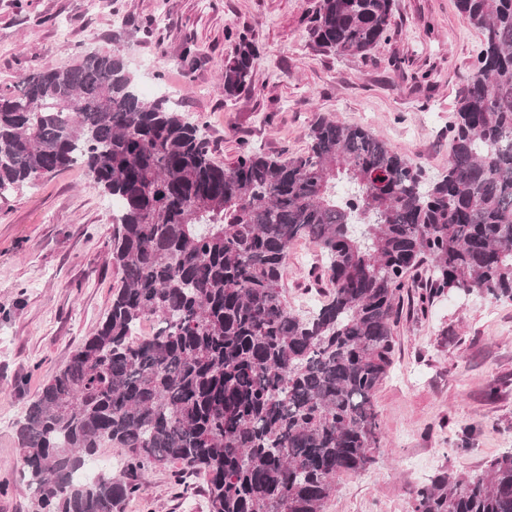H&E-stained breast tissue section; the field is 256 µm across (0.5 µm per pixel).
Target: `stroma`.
<instances>
[{"mask_svg":"<svg viewBox=\"0 0 512 512\" xmlns=\"http://www.w3.org/2000/svg\"><path fill=\"white\" fill-rule=\"evenodd\" d=\"M319 0H0V85L23 66L56 67L79 53L122 54L139 87L177 91L176 109L204 125L216 160L246 149L304 152L317 116L376 132L428 176L448 167V126L477 72L482 34L457 0H394L388 38L369 56L317 49L308 19ZM252 36L251 86L217 87L235 45ZM196 62L184 66V47ZM112 202L68 169L0 196V512H31L20 477L17 423L41 385L107 312L120 276L108 250ZM315 245L292 242L284 271L289 310L324 301ZM394 363L374 396L382 437L367 470L337 479L323 512H409V490L446 471L468 475L512 450V301L444 296L404 309ZM496 396H487L489 385ZM123 512H209L203 489L183 492L167 468L150 471Z\"/></svg>","mask_w":512,"mask_h":512,"instance_id":"stroma-1","label":"stroma"}]
</instances>
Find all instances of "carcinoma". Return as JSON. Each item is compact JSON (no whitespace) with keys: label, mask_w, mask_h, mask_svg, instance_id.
<instances>
[{"label":"carcinoma","mask_w":512,"mask_h":512,"mask_svg":"<svg viewBox=\"0 0 512 512\" xmlns=\"http://www.w3.org/2000/svg\"><path fill=\"white\" fill-rule=\"evenodd\" d=\"M393 2L319 0L310 37L365 57ZM457 3L483 40L432 180L375 132L325 116L306 152L248 150L226 167L168 96H141L121 54L27 66L0 88V195L79 164L119 204L110 308L18 422L32 512H121L167 467L182 485L205 480L210 512H323L341 473L375 463L373 396L404 290L419 283L422 313L453 292L512 300V0ZM257 59L239 36L224 97L251 86ZM302 238L332 285L307 315L281 295ZM105 445L122 473L77 480ZM409 495L410 512H512V453Z\"/></svg>","instance_id":"carcinoma-1"}]
</instances>
